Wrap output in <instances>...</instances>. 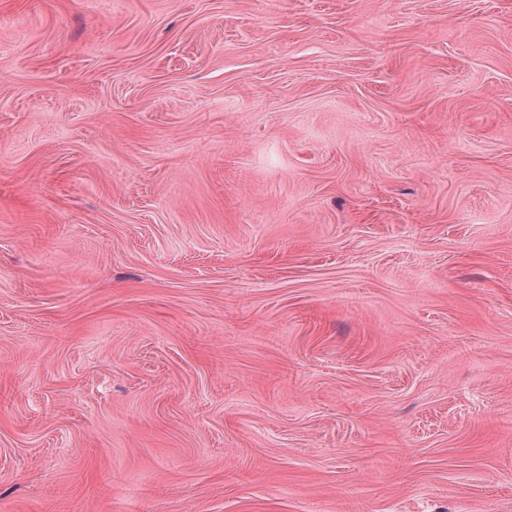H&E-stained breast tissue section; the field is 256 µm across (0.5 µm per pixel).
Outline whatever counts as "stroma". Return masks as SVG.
<instances>
[{"instance_id": "1", "label": "stroma", "mask_w": 512, "mask_h": 512, "mask_svg": "<svg viewBox=\"0 0 512 512\" xmlns=\"http://www.w3.org/2000/svg\"><path fill=\"white\" fill-rule=\"evenodd\" d=\"M0 512H512V0H0Z\"/></svg>"}]
</instances>
